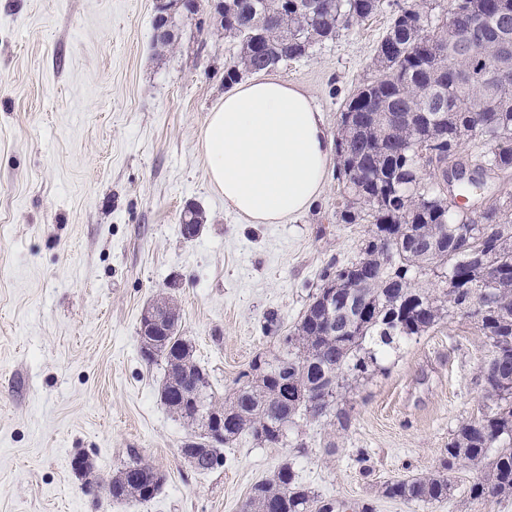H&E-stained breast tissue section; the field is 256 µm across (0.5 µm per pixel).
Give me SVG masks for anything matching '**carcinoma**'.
I'll list each match as a JSON object with an SVG mask.
<instances>
[{
	"instance_id": "cac0c4a2",
	"label": "carcinoma",
	"mask_w": 512,
	"mask_h": 512,
	"mask_svg": "<svg viewBox=\"0 0 512 512\" xmlns=\"http://www.w3.org/2000/svg\"><path fill=\"white\" fill-rule=\"evenodd\" d=\"M224 0L214 22L237 47L224 83L244 73L273 69L309 56L318 44L371 17L383 0ZM437 0H404L397 5L375 57V75L362 84L340 112L336 149L345 180L343 224H370L357 256L330 262L294 328L282 333L270 311L264 333L275 352L256 356L224 403V444L249 436L259 445L282 448L288 430L324 421L342 430L351 423L343 404L360 378L378 365L395 340L419 336L449 309L474 320L496 349L481 370L489 412L462 421L448 442L436 473L391 481L381 495L406 502L435 503L448 498L451 473L466 465L475 471L469 488L475 500L512 496V55L501 58L497 41L512 44V0H451V6L487 25L488 44L475 54L458 42L448 24V7ZM488 122L477 125L478 108ZM486 141L491 148L476 166L501 180V195L477 217L455 207L448 195V164L461 145ZM476 230L472 248L490 255L501 277L488 280L487 266L460 251L457 229ZM433 274L442 291L420 281ZM492 305L476 309L480 291ZM180 317L168 333L153 337L144 360L165 363L162 400L194 436L204 414L214 408L209 374L179 333ZM326 391L316 403L312 393ZM221 449L203 454L197 471L223 463ZM162 476L140 457L112 477V498L148 499ZM243 512H374L369 501L323 500L282 466L271 479L254 484Z\"/></svg>"
}]
</instances>
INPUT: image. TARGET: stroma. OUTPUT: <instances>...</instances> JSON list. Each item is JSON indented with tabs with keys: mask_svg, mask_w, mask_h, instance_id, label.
<instances>
[{
	"mask_svg": "<svg viewBox=\"0 0 512 512\" xmlns=\"http://www.w3.org/2000/svg\"><path fill=\"white\" fill-rule=\"evenodd\" d=\"M392 11L274 76L301 86L335 129L374 74ZM153 17V0H0V512H241L285 463L320 498L367 500L375 512H512V497L471 499L466 467L439 503L380 494L386 481L436 473L460 422L479 414L494 347L455 313L388 350L348 398L347 430L314 422L283 448L244 437L204 473L183 458L190 429L161 402L162 365L140 355L147 303L173 298L224 400L275 347L265 315L290 328L319 272L353 259L368 227L338 223L332 169L290 222L248 224L226 210L199 139L236 48L189 18L179 45L160 49ZM190 203L207 216L192 240L181 232ZM79 454L104 478L139 456L161 488L143 502L89 497L71 467Z\"/></svg>",
	"mask_w": 512,
	"mask_h": 512,
	"instance_id": "obj_1",
	"label": "stroma"
}]
</instances>
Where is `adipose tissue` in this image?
<instances>
[{"instance_id": "obj_1", "label": "adipose tissue", "mask_w": 512, "mask_h": 512, "mask_svg": "<svg viewBox=\"0 0 512 512\" xmlns=\"http://www.w3.org/2000/svg\"><path fill=\"white\" fill-rule=\"evenodd\" d=\"M200 144L212 187L249 224H283L321 196L333 139L312 98L278 77L225 92Z\"/></svg>"}]
</instances>
